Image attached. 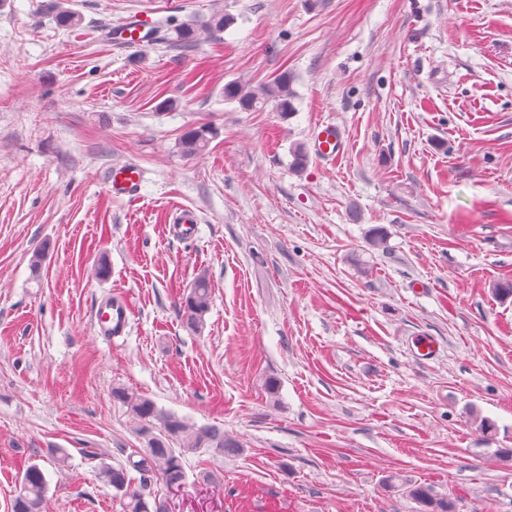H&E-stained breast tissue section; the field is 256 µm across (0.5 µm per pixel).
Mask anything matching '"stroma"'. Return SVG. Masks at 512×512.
I'll use <instances>...</instances> for the list:
<instances>
[{"mask_svg":"<svg viewBox=\"0 0 512 512\" xmlns=\"http://www.w3.org/2000/svg\"><path fill=\"white\" fill-rule=\"evenodd\" d=\"M47 3L0 0V512L31 463L47 512H123L96 475L143 447L117 386L243 444L187 456L175 512H418L415 483L512 512V0H69L70 30ZM215 13L234 24L188 50L105 37ZM283 71L289 119L225 102ZM200 123L218 135L185 156ZM323 123L343 155L294 172ZM127 163L141 189L118 200ZM202 271L193 332L178 306ZM217 135V130L208 123L190 127L181 135L180 149L186 156L199 155L207 149ZM112 197H133L141 183L140 169L131 164L112 167L109 174ZM212 304V289L205 272L195 278L189 292L183 298L179 312L190 330H199ZM130 308L122 299L112 300L103 307L99 318V326L104 334L120 336L129 324Z\"/></svg>","mask_w":512,"mask_h":512,"instance_id":"35a3bbf8","label":"stroma"}]
</instances>
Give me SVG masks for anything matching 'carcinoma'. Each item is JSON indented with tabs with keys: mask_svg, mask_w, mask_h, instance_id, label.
I'll use <instances>...</instances> for the list:
<instances>
[{
	"mask_svg": "<svg viewBox=\"0 0 512 512\" xmlns=\"http://www.w3.org/2000/svg\"><path fill=\"white\" fill-rule=\"evenodd\" d=\"M57 27L71 29L79 25L80 16L59 3L52 5ZM233 23L226 14H214L206 22L197 24L186 21L178 24L160 20L154 25V32H165L167 38L177 47L189 49L196 44L201 29L216 33ZM293 77L283 71L270 82L253 85L240 81L224 84V100L235 103L243 111H256L273 105L276 111L287 118L294 113ZM218 135L208 123L188 128L179 141L180 149L186 156H196L207 149ZM212 304V289L206 273L195 278L189 292L183 298L179 312L190 330H199ZM114 401L126 407L136 426V432L143 440V448L126 462L110 464L101 462L97 477L106 486L116 491L124 501L125 512H169L160 508L168 498H159L152 492V485L159 481L168 492L179 490L186 485L187 473L184 459L201 449L215 456L234 455L242 445L234 436L214 425H198L188 419L159 408L149 397L124 387L112 389ZM136 471L139 478L130 476ZM20 490L12 501V512H46L45 498L47 480L39 465L33 463L21 471L18 482ZM411 498L420 506L419 512H455V505L440 497L425 485H415L409 490Z\"/></svg>",
	"mask_w": 512,
	"mask_h": 512,
	"instance_id": "cac0c4a2",
	"label": "carcinoma"
}]
</instances>
